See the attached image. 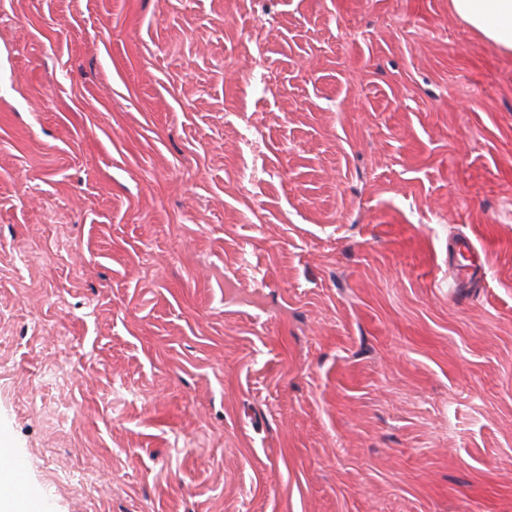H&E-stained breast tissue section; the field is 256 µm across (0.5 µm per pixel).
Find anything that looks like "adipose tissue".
Masks as SVG:
<instances>
[{
	"mask_svg": "<svg viewBox=\"0 0 512 512\" xmlns=\"http://www.w3.org/2000/svg\"><path fill=\"white\" fill-rule=\"evenodd\" d=\"M450 6L482 37L512 53V0H450Z\"/></svg>",
	"mask_w": 512,
	"mask_h": 512,
	"instance_id": "adipose-tissue-1",
	"label": "adipose tissue"
}]
</instances>
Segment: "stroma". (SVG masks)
Masks as SVG:
<instances>
[{
  "instance_id": "stroma-1",
  "label": "stroma",
  "mask_w": 512,
  "mask_h": 512,
  "mask_svg": "<svg viewBox=\"0 0 512 512\" xmlns=\"http://www.w3.org/2000/svg\"><path fill=\"white\" fill-rule=\"evenodd\" d=\"M0 436L46 512H512V54L449 0H0Z\"/></svg>"
}]
</instances>
